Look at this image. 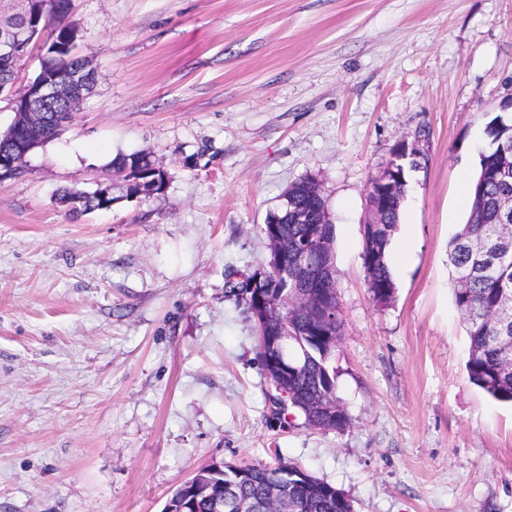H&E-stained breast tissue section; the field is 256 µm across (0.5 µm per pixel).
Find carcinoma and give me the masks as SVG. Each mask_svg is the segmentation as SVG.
<instances>
[{"label":"carcinoma","instance_id":"cac0c4a2","mask_svg":"<svg viewBox=\"0 0 512 512\" xmlns=\"http://www.w3.org/2000/svg\"><path fill=\"white\" fill-rule=\"evenodd\" d=\"M44 66L52 71L78 74L86 59L74 53L64 30H50L46 39ZM487 145L478 153L477 175L471 182V208L466 223L448 243L453 297L466 323L470 345L466 372L471 383L493 399L512 403V216L500 212L499 198L512 194V174L504 182L494 172L511 165L499 145L512 142V116L501 113L486 125ZM153 170L142 152L119 153L112 159V171L125 180ZM312 177L292 184L291 206L312 215V224H297L290 213L267 218L263 234L268 248L288 247V275L282 270L269 272L259 285L266 289L270 318L280 322L289 336V357L297 359V371L288 384L292 408L305 425L318 430L342 431L350 426V417L342 411L336 415L323 409L329 402H341L335 374L329 360L335 350L334 340L343 334V317L336 284L319 292L311 287L315 272L333 256L334 225L318 224L327 200L313 194ZM58 201L76 214L103 210L101 202L72 189L58 193ZM401 205L382 212L385 224L376 232L372 245L364 246L363 259L368 285L374 299L385 304L393 298L395 283L386 259V247L399 223ZM314 247V267L298 269L299 249ZM296 470L300 477L288 482V496L298 512H354L353 501L336 496V487L298 466L283 461L274 465H224L216 477L218 496L231 495L249 501L255 512L273 510L272 491L279 483L283 468ZM171 512H214L213 499L178 486L165 505Z\"/></svg>","mask_w":512,"mask_h":512}]
</instances>
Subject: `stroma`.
<instances>
[{
  "label": "stroma",
  "instance_id": "stroma-1",
  "mask_svg": "<svg viewBox=\"0 0 512 512\" xmlns=\"http://www.w3.org/2000/svg\"><path fill=\"white\" fill-rule=\"evenodd\" d=\"M70 18L97 83L0 183V512H162L212 462L280 460L357 512H512V406L467 377L448 266L512 100V0H72ZM415 139L380 304L367 189ZM134 151L167 170L163 196L57 202ZM306 177L335 225L342 432L272 417L230 291Z\"/></svg>",
  "mask_w": 512,
  "mask_h": 512
}]
</instances>
